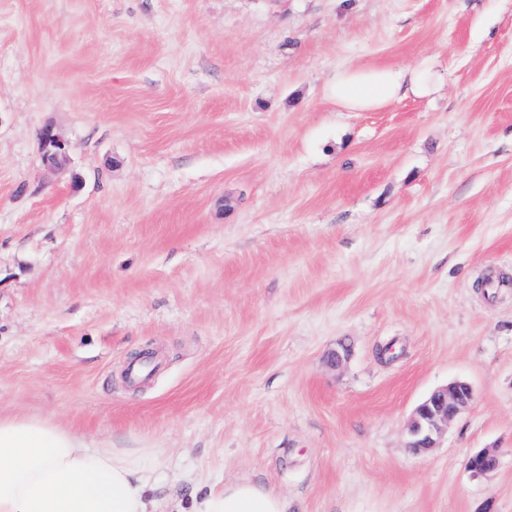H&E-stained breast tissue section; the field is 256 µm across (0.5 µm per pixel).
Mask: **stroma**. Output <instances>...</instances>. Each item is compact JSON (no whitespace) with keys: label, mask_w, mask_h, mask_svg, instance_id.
<instances>
[{"label":"stroma","mask_w":512,"mask_h":512,"mask_svg":"<svg viewBox=\"0 0 512 512\" xmlns=\"http://www.w3.org/2000/svg\"><path fill=\"white\" fill-rule=\"evenodd\" d=\"M420 62L430 95L329 97ZM0 412L151 451L156 512H512V0H0ZM435 87V74L425 64L408 68L353 66L336 75L330 93L338 107L362 112L384 107L409 94L426 96ZM43 158L50 166H57L67 157V142L50 129L42 134ZM473 398V387L464 380H455L433 390L410 417L407 448L414 453L435 448L444 427L457 418ZM474 460L475 458L472 457V455L468 457V469L478 475L490 476L497 472L499 469L501 464V454L494 448H485L483 455L480 457L481 463L478 466V470L477 467L474 468L473 466ZM192 504L191 511L181 512H288L280 495L248 482L224 484L223 490L193 496Z\"/></svg>","instance_id":"35a3bbf8"}]
</instances>
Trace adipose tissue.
<instances>
[{
	"mask_svg": "<svg viewBox=\"0 0 512 512\" xmlns=\"http://www.w3.org/2000/svg\"><path fill=\"white\" fill-rule=\"evenodd\" d=\"M435 87L424 64L353 66L337 74L330 93L338 107L362 112ZM149 485L138 457L89 446L45 418L0 414V512H154ZM192 504L191 512H287L280 495L248 482L227 484Z\"/></svg>",
	"mask_w": 512,
	"mask_h": 512,
	"instance_id": "1",
	"label": "adipose tissue"
}]
</instances>
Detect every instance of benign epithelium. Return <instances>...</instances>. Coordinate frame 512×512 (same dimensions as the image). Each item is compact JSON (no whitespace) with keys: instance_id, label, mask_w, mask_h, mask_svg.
Here are the masks:
<instances>
[{"instance_id":"benign-epithelium-1","label":"benign epithelium","mask_w":512,"mask_h":512,"mask_svg":"<svg viewBox=\"0 0 512 512\" xmlns=\"http://www.w3.org/2000/svg\"><path fill=\"white\" fill-rule=\"evenodd\" d=\"M43 158L57 166L67 157V142L52 130L42 134ZM474 398L473 387L464 380H455L433 390L413 411L407 428V448L415 453L426 452L438 444L444 427L458 417ZM479 468H474V457L467 460V467L475 474L490 476L501 464V454L486 448L480 457Z\"/></svg>"}]
</instances>
